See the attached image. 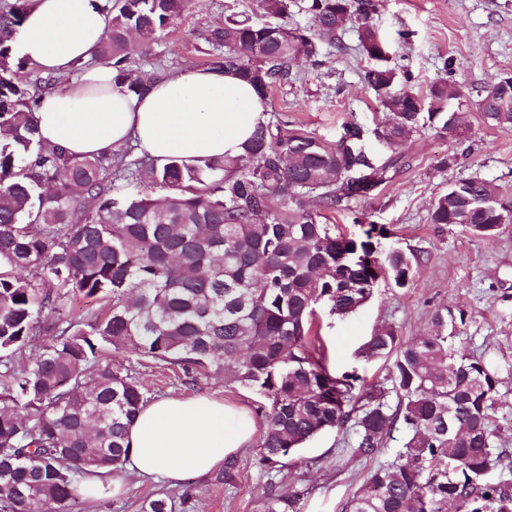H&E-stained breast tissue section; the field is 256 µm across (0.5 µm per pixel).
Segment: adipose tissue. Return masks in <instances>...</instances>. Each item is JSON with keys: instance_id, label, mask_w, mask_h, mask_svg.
Segmentation results:
<instances>
[{"instance_id": "ef3b65f1", "label": "adipose tissue", "mask_w": 512, "mask_h": 512, "mask_svg": "<svg viewBox=\"0 0 512 512\" xmlns=\"http://www.w3.org/2000/svg\"><path fill=\"white\" fill-rule=\"evenodd\" d=\"M103 0H34L15 41L20 56L46 72L79 70L63 90L43 98L39 136L77 156L136 145L163 164L234 157L266 118L267 106L239 75L219 67L190 68L148 84L137 94L111 67H88L107 26ZM248 415L205 397L147 403L131 426L127 468L172 483L204 478L254 434Z\"/></svg>"}]
</instances>
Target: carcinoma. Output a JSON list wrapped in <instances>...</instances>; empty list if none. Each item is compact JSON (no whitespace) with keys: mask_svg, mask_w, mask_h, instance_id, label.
<instances>
[{"mask_svg":"<svg viewBox=\"0 0 512 512\" xmlns=\"http://www.w3.org/2000/svg\"><path fill=\"white\" fill-rule=\"evenodd\" d=\"M294 2L256 0L260 20L228 15L207 38L215 65L266 100L291 80L295 59L341 49L354 17L363 54L377 62L365 75L385 114L376 139L393 150L428 124L465 133L454 84L431 85L425 100L398 88L411 73L387 65L372 0H305L297 8L311 15L309 28L288 24ZM31 5L0 6V512H70L87 476L123 471L128 430L148 402L114 358L127 351L178 366L193 382L211 371L258 395L265 465L329 429L352 428L354 453L365 458L403 431V447L370 472L346 512H512V491L486 480L497 458L499 380L483 358L458 350L463 312L437 309L431 333L411 343L391 328L374 331L355 355L393 359L383 381L327 367L318 310L347 318L378 280L405 288L423 261L409 248H383L392 235L383 225L352 236L324 214L392 181L399 156L370 167L355 121L330 139L269 119L242 154L193 165L46 145L33 112L57 77L19 80L28 61L14 51ZM186 5L104 0L109 21L90 63L112 67L138 93L155 74L132 75L130 36L149 51ZM474 108L484 124L512 129V83L484 90ZM486 200L497 210L484 209ZM503 214L512 224V200L495 184L462 178L435 199L429 221L490 237ZM102 300L106 308L78 319L66 312ZM37 338L40 351L25 356ZM192 500L188 488L163 492L143 512H192ZM299 500L295 491L270 494L264 512H299Z\"/></svg>","mask_w":512,"mask_h":512,"instance_id":"cac0c4a2","label":"carcinoma"}]
</instances>
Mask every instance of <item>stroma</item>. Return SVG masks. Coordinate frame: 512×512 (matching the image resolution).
I'll list each match as a JSON object with an SVG mask.
<instances>
[{
  "label": "stroma",
  "mask_w": 512,
  "mask_h": 512,
  "mask_svg": "<svg viewBox=\"0 0 512 512\" xmlns=\"http://www.w3.org/2000/svg\"><path fill=\"white\" fill-rule=\"evenodd\" d=\"M255 7V0H189L174 31L152 45L149 55L133 51L134 72L157 69L167 75L207 67L210 30L223 25L227 15L248 14ZM372 23L392 64L411 72L407 88L418 95H425L433 83L449 80L474 100L499 77L512 75V0H375ZM341 39L344 51L327 49L316 60L294 62L298 78L273 91L267 101L269 115L328 138L349 120L369 130L383 120L365 80L371 63L359 47L355 21H347ZM463 122L467 133L462 138L429 128L414 133L397 149L406 165L390 183L330 212L331 223L343 231L359 232L364 223L386 226L397 246L420 251L425 260L410 287L382 281L372 300L354 315L323 316L321 335L332 371L354 366L371 383L385 378L388 362H358L354 352L374 330L390 327L410 342L429 333L436 309L463 311L466 324L457 340L459 350L484 356L499 371L493 412L498 462L489 478L512 485V224L485 238L428 220L432 202L461 178L493 181L504 196L512 197V130L484 125L471 109L465 110ZM450 155L455 163L443 166ZM121 359L149 399L207 396L257 410L253 393L225 386L223 379L204 377L189 386L170 367L131 352ZM404 441V433L394 431L372 462L354 456L352 431L330 430L274 467L260 463L253 443L234 455V484L191 474L182 484L194 488L196 512H263L272 488L299 492L300 512H342L374 462H390ZM167 489L162 480L142 479L118 492L106 489L81 499L73 512H141L148 499Z\"/></svg>",
  "instance_id": "obj_1"
}]
</instances>
